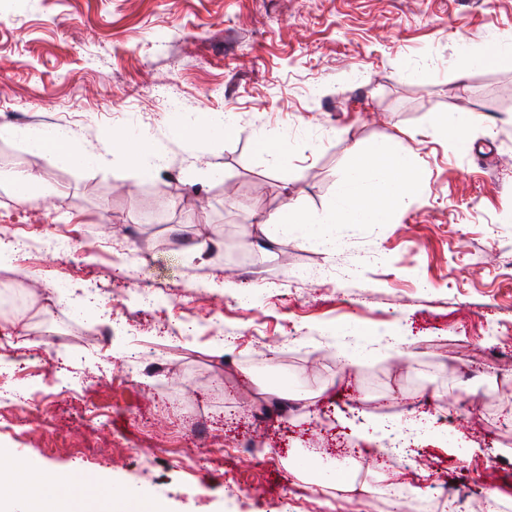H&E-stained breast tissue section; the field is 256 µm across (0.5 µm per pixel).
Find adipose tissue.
I'll return each mask as SVG.
<instances>
[{"label":"adipose tissue","instance_id":"adipose-tissue-1","mask_svg":"<svg viewBox=\"0 0 512 512\" xmlns=\"http://www.w3.org/2000/svg\"><path fill=\"white\" fill-rule=\"evenodd\" d=\"M235 128L231 113H211L171 129L172 138L191 142L223 137ZM28 152L53 164L89 166L95 156L84 152L75 132L60 128L16 129ZM113 147L136 166L142 176H153L163 160L160 143L150 134L120 133ZM355 162L341 183L335 202L319 213L303 211L295 203L269 217L268 224L280 234L303 228L312 246L332 251L338 231L345 224H386L396 208L411 204L417 188L425 180V170L415 155L392 139L370 149L355 148ZM46 464L35 459H15L0 468V512H133L128 491L105 489L87 502L76 477L58 474L45 480Z\"/></svg>","mask_w":512,"mask_h":512}]
</instances>
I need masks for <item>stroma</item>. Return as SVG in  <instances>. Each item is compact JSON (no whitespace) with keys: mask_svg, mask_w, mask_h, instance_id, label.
I'll list each match as a JSON object with an SVG mask.
<instances>
[{"mask_svg":"<svg viewBox=\"0 0 512 512\" xmlns=\"http://www.w3.org/2000/svg\"><path fill=\"white\" fill-rule=\"evenodd\" d=\"M494 42L512 44V0H0V124L74 120L97 158L54 165L0 138V240L27 241L8 270L58 283L65 301L46 336L0 313V386L25 423L0 448L170 512H389L392 482L442 479L469 512H512V387L466 395L456 371L484 382L512 368V61L468 62ZM173 100L183 117L235 113L237 128L172 139ZM458 106L485 118L462 145L437 124ZM129 131L164 142L152 177L113 150ZM263 134L292 167L258 151ZM393 136L426 180L390 223L342 226L332 252L269 235L288 202L328 209L354 147ZM200 163L222 178L194 174ZM31 168L54 189L39 207L10 193ZM203 235L240 260L190 248ZM145 354L163 370L133 374ZM285 390L304 408L257 429L250 407ZM395 398L430 430L387 483L373 478L372 405ZM166 402L213 421L195 432ZM253 435L260 452L225 456ZM314 441L367 452L370 499L336 500Z\"/></svg>","mask_w":512,"mask_h":512,"instance_id":"obj_1","label":"stroma"}]
</instances>
